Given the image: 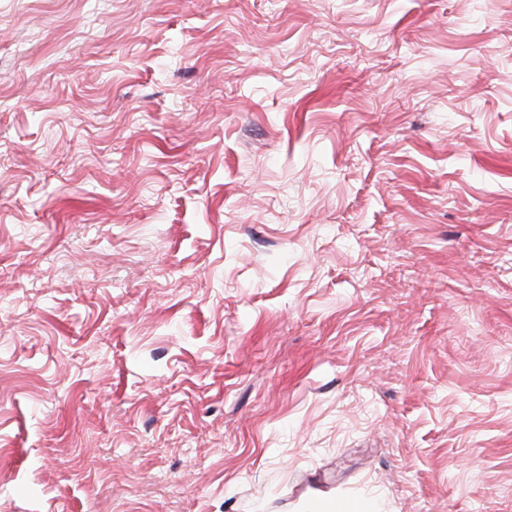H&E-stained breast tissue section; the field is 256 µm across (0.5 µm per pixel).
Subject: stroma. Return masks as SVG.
<instances>
[{
  "instance_id": "1",
  "label": "stroma",
  "mask_w": 512,
  "mask_h": 512,
  "mask_svg": "<svg viewBox=\"0 0 512 512\" xmlns=\"http://www.w3.org/2000/svg\"><path fill=\"white\" fill-rule=\"evenodd\" d=\"M512 512V0H0V512Z\"/></svg>"
}]
</instances>
